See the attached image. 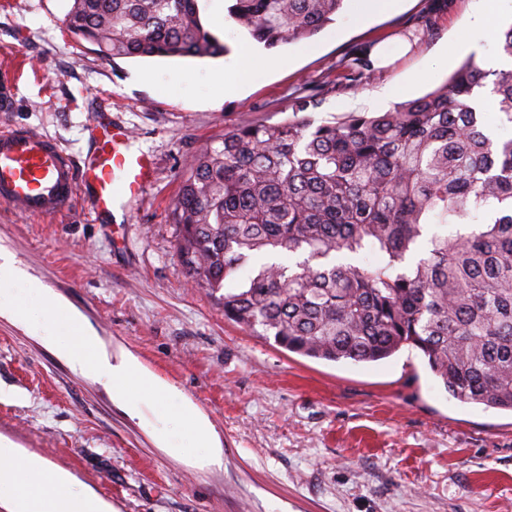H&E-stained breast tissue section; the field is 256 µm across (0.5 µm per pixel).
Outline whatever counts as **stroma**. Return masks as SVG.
I'll list each match as a JSON object with an SVG mask.
<instances>
[{"mask_svg": "<svg viewBox=\"0 0 512 512\" xmlns=\"http://www.w3.org/2000/svg\"><path fill=\"white\" fill-rule=\"evenodd\" d=\"M72 0H0V77L17 76L7 123L86 152L96 112L114 115L156 162L154 179L111 226L79 203L27 216L0 203V253L39 280L100 337L177 385L222 439L224 462L158 448L99 382L75 371L0 315V438L68 470L116 512H512V413L453 398L417 352L376 363L290 352L224 315L192 285L172 219L188 162L242 125L276 123L317 95L322 122L384 112L444 83L467 57L503 68L493 39L471 27L480 0H398L362 16L346 0L335 24L269 49L227 17L229 0H199L227 48L220 58L108 59L76 43ZM223 16L215 27L214 16ZM253 46L273 60L231 99L209 74ZM383 48L374 72L344 80L352 54ZM398 90L383 98L385 86Z\"/></svg>", "mask_w": 512, "mask_h": 512, "instance_id": "obj_1", "label": "stroma"}]
</instances>
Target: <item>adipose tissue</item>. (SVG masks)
Segmentation results:
<instances>
[{"instance_id": "adipose-tissue-1", "label": "adipose tissue", "mask_w": 512, "mask_h": 512, "mask_svg": "<svg viewBox=\"0 0 512 512\" xmlns=\"http://www.w3.org/2000/svg\"><path fill=\"white\" fill-rule=\"evenodd\" d=\"M41 475L33 484L20 471ZM10 512H113L112 506L85 491L75 489L72 476L48 467L33 454H22L12 443L0 440V503Z\"/></svg>"}]
</instances>
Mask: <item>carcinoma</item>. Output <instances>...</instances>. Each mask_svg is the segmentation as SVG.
I'll use <instances>...</instances> for the list:
<instances>
[{
	"mask_svg": "<svg viewBox=\"0 0 512 512\" xmlns=\"http://www.w3.org/2000/svg\"><path fill=\"white\" fill-rule=\"evenodd\" d=\"M344 2L233 0L229 16L272 48L312 37ZM65 25L108 59L227 52L198 0H73ZM495 45L512 61V23ZM347 69L360 82L373 64L364 52ZM490 75L512 125V67L469 58L386 112L317 124L305 114L317 99L299 97L291 118L204 146L174 207L191 278L290 352L373 363L415 350L458 401L511 412L512 138L478 104Z\"/></svg>",
	"mask_w": 512,
	"mask_h": 512,
	"instance_id": "cac0c4a2",
	"label": "carcinoma"
}]
</instances>
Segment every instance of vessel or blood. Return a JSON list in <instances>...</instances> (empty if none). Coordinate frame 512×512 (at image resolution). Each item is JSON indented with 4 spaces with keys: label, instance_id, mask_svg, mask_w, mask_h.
Segmentation results:
<instances>
[{
    "label": "vessel or blood",
    "instance_id": "obj_1",
    "mask_svg": "<svg viewBox=\"0 0 512 512\" xmlns=\"http://www.w3.org/2000/svg\"><path fill=\"white\" fill-rule=\"evenodd\" d=\"M123 123L102 115L92 151L81 157L36 131L0 128V202L32 216H54L74 201L104 216L127 212L151 183L150 154L134 146Z\"/></svg>",
    "mask_w": 512,
    "mask_h": 512
}]
</instances>
